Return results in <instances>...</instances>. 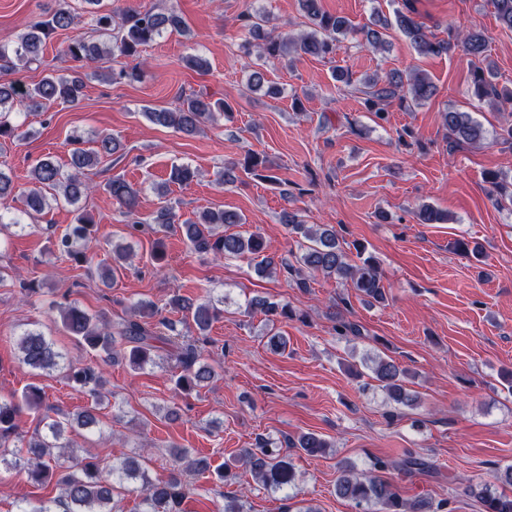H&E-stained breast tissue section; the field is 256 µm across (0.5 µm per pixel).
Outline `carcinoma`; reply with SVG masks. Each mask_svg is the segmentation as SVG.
<instances>
[{
	"mask_svg": "<svg viewBox=\"0 0 512 512\" xmlns=\"http://www.w3.org/2000/svg\"><path fill=\"white\" fill-rule=\"evenodd\" d=\"M92 16L94 31L110 37V44L103 50L100 44L84 35H78L66 46V54L76 61H82L98 70L110 82L135 81L139 78L142 62L139 61L140 48L154 41L163 32H185L187 26L182 17L173 9H123L112 11L102 7V0H83ZM494 15L499 25L512 31V0H491ZM55 7L47 8L28 26V30L12 43L0 44V72H9L18 67L41 62L47 39L59 30L71 28L75 15L69 0H54ZM307 30L298 37H282L268 28L270 18L259 10L246 8L238 15L239 28L248 36L245 46L258 45V59L249 75V85L256 88L267 82L264 66L289 57L309 55L325 57L336 54L339 37L350 29L348 19L327 13L322 0H300ZM396 25L410 40L420 55L441 56L454 47L448 39H439L428 32L427 26L418 18L413 0H403V9L395 12ZM375 28L366 31L367 43L379 49L385 43L383 30L388 21L377 18ZM461 51L472 57H483L486 66L472 72V96L484 102H511L512 90L501 87L496 82L494 62L488 59V37L482 31H471L460 40ZM126 58L134 65L115 69L106 67L99 72L104 57ZM365 105L381 120L386 119L388 107L397 104L409 110L433 96L437 88L431 80L419 72L393 69L379 78L366 82ZM85 81L80 76L51 72L32 86H22L12 80L0 79V140L24 136L22 124L18 122L20 112H41L49 103L76 107L83 98ZM230 106L222 99L213 101L202 92H180L178 106L173 110L152 109L145 116L152 123L173 128L186 135L200 132L201 126L210 121L214 113L227 112ZM443 126L448 129V140L455 145L480 146L488 137L503 145L512 147V124L503 126L492 133L475 121L471 113L449 110L442 113ZM85 140L80 136L69 139L70 166L72 172L63 173L60 166L50 157L36 162L31 170L30 187L23 191L16 189L12 180L0 172V231L11 226L25 228L22 217L31 219L41 215L50 201L64 202L76 207V224L71 230L55 240L57 251L79 266L93 263L89 243L93 239L95 219L90 210L80 206V201L91 195L95 187L82 179L83 171L98 165L102 159L118 151L120 144L110 134L101 135L95 140L96 147L86 149ZM259 156L250 152L241 162H230L224 167V182L232 184L237 180L236 170L247 174L255 173ZM198 172L189 166H174L165 182L186 186ZM490 184L489 198L494 204L504 200L512 202V182L502 174L489 172L485 176ZM104 190L117 204L132 214L137 211L139 191L120 175H114L104 184ZM283 223L292 231L300 233L309 241L304 252L295 257V262L286 258L275 259L266 253V245L258 233L226 234L218 228L226 224H240L242 217L224 209H207L195 217L180 220L172 206H163L152 223L163 229L174 226L182 229L195 252L214 256H238L247 258L255 270L267 273L277 270L287 279L296 282L300 288H307L306 279L298 277L299 266L303 265L325 277H336L351 282L353 288L378 302L386 298L382 275L372 257H362L360 263L351 264L348 256L339 245L336 233L328 229L312 231L298 220L297 215L285 213ZM112 267L103 268L102 280L107 283L118 272L117 262L127 260L130 247L112 246ZM171 310L183 315L194 323L198 335L205 333L221 313L212 299L197 304L174 297L170 301ZM251 307L260 311L268 319L277 316L290 317L293 311L284 305L272 303L265 298L252 301ZM137 318L121 324L112 331L109 323L100 315L91 314L75 303L59 308V318L68 335L85 344L105 363L118 359H128L134 369H141L153 362V352L168 346L174 356L180 373L176 376V389L189 394L209 385L217 376L215 369L203 356L199 340H189L188 334L179 330L177 322L159 319L156 323L149 319L156 316L151 303L140 302L133 307ZM20 361L26 367L42 374L64 371L74 387L91 396L102 390L105 380L98 364L74 363L65 358L56 348L54 340L39 329L26 330L17 338ZM374 377L388 398L398 405H409L413 398L406 391L403 378L406 371L391 360L376 362ZM44 411L41 422L43 430L36 431L28 439L17 432V420L21 410ZM98 424L94 408H86L77 414L52 410L44 406V392L37 385L27 386L18 397L12 395L0 398V468L5 471H23L37 484L56 478L60 495L53 500H32L20 505L18 512H122L119 500L115 498L117 487L123 486L130 493L142 495L148 505L146 512H172L184 499L195 495L198 486L187 480L186 474L193 471L204 474L210 471V463L205 457L188 459V450L173 447L171 471L165 480L152 481L141 463L134 457L119 460L110 467H102L91 461L67 456V461H59L53 449L71 447L70 433L77 429H90ZM17 440L27 449V456L10 447ZM291 445L308 455L324 453L329 443L320 435L308 432L300 435ZM238 462L253 478L266 487L280 489L294 481V471L289 462L280 457V449L271 448L261 440L254 448H244L239 453ZM406 473L421 471L427 464L420 458L409 456L399 463L391 464L377 458L374 469L385 471L389 467ZM336 495L352 502L356 507L363 505L379 508L380 512H435L426 499L412 502L404 500L392 482L377 475L357 476L348 466H343L336 481ZM483 512H512V495L495 492L488 488L477 492Z\"/></svg>",
	"mask_w": 512,
	"mask_h": 512,
	"instance_id": "obj_1",
	"label": "carcinoma"
}]
</instances>
